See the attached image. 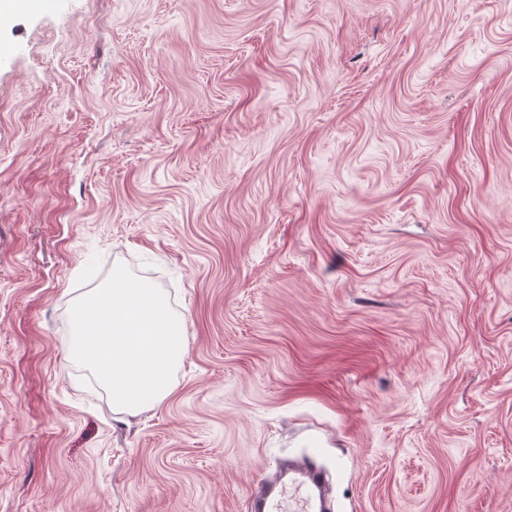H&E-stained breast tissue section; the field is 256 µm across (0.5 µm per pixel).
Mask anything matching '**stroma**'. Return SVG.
<instances>
[{
  "label": "stroma",
  "mask_w": 512,
  "mask_h": 512,
  "mask_svg": "<svg viewBox=\"0 0 512 512\" xmlns=\"http://www.w3.org/2000/svg\"><path fill=\"white\" fill-rule=\"evenodd\" d=\"M0 0V512H512V0ZM186 318L113 409L71 304ZM292 475L273 492L270 486L253 502L254 512H323L330 488L322 472L298 469L288 464ZM288 491V498L285 495Z\"/></svg>",
  "instance_id": "stroma-1"
}]
</instances>
